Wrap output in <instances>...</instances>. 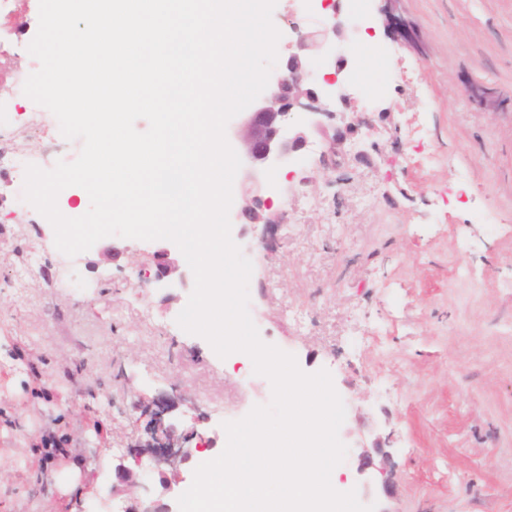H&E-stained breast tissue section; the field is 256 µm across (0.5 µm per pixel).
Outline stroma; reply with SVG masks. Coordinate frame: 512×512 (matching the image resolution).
<instances>
[{
	"instance_id": "35a3bbf8",
	"label": "stroma",
	"mask_w": 512,
	"mask_h": 512,
	"mask_svg": "<svg viewBox=\"0 0 512 512\" xmlns=\"http://www.w3.org/2000/svg\"><path fill=\"white\" fill-rule=\"evenodd\" d=\"M358 30L340 45L348 104L330 103L289 173L270 172L272 224L239 212L231 236L253 272L249 312L264 343L307 373L328 370L346 416L339 469L356 484L357 450L389 484V512H512V0H398L418 45L385 32L383 0H338ZM39 0L0 9V127L16 154L82 143L28 119L23 93L39 62L27 46ZM279 46L317 36L315 12L277 0ZM492 90L485 110L469 84ZM357 123L337 165L326 135ZM51 224L0 168V512H131L169 501L165 480L192 483L200 454L154 467L149 408L189 446L224 449L223 422L270 401L253 370L228 373L202 337L176 318L194 277L172 290L139 277L156 242L106 237L119 256L83 252L61 262ZM83 292L57 287L61 274ZM52 435L67 456H44ZM139 474L113 494L116 465Z\"/></svg>"
}]
</instances>
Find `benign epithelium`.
Segmentation results:
<instances>
[{
    "mask_svg": "<svg viewBox=\"0 0 512 512\" xmlns=\"http://www.w3.org/2000/svg\"><path fill=\"white\" fill-rule=\"evenodd\" d=\"M337 13L324 14L320 39L311 42L309 36L298 34L296 50L288 53L273 69L264 95L249 112L238 114L231 133L241 147L244 181L249 197L241 209V216L252 224H273L265 176L274 168H286L298 152L303 150L312 130L322 129L320 117L332 112L325 102L344 100L338 92L345 70V59L336 55V41L345 38L348 26L336 19ZM314 49L322 55V64L334 68L333 76L317 79L310 66ZM470 98L485 110L496 108L497 102L481 84L469 87ZM155 269H141L139 275L162 287L183 282L184 272L175 250L169 246L154 252ZM166 405L155 403L156 425L149 444V454L157 465L176 467V463L192 456V449L184 446L186 436L177 434L173 425L163 422Z\"/></svg>",
    "mask_w": 512,
    "mask_h": 512,
    "instance_id": "7a95c632",
    "label": "benign epithelium"
}]
</instances>
